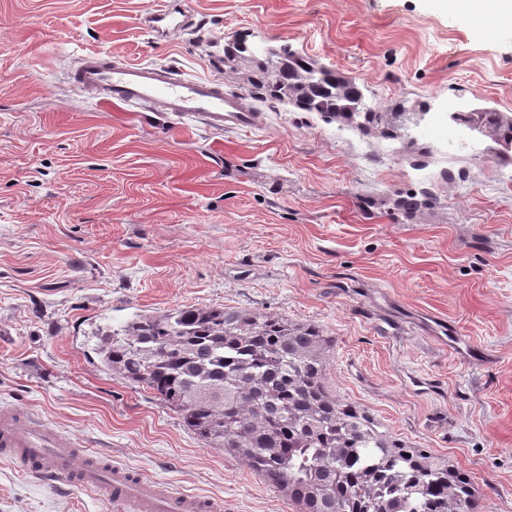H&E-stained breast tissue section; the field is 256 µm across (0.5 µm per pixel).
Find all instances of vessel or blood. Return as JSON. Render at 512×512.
<instances>
[{
	"mask_svg": "<svg viewBox=\"0 0 512 512\" xmlns=\"http://www.w3.org/2000/svg\"><path fill=\"white\" fill-rule=\"evenodd\" d=\"M143 22L167 38L189 31L192 18L165 5L146 15ZM69 83L78 96L98 92L109 102L134 104L176 118L199 120L214 132H248L262 124L261 113L225 92L220 79L181 77L162 65L119 61L108 53L81 56L70 72ZM0 454L17 456L26 468L43 478L105 489L113 501L128 505L131 512H223L224 509L223 501L177 493L119 464L110 465L107 474H100L94 460H79L68 436L9 407L0 408Z\"/></svg>",
	"mask_w": 512,
	"mask_h": 512,
	"instance_id": "vessel-or-blood-1",
	"label": "vessel or blood"
}]
</instances>
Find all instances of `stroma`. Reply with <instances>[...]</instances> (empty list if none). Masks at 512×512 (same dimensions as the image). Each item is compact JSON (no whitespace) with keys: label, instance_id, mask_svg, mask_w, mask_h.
Returning <instances> with one entry per match:
<instances>
[{"label":"stroma","instance_id":"obj_1","mask_svg":"<svg viewBox=\"0 0 512 512\" xmlns=\"http://www.w3.org/2000/svg\"><path fill=\"white\" fill-rule=\"evenodd\" d=\"M163 0H0V406L224 512H298L238 457L204 444L154 394L109 375L96 326L195 307L276 315L329 336L326 385L512 512V186L485 142L449 151L448 115L512 113V25L437 0H181L195 30L140 20ZM288 44L423 113L401 142L261 98L227 40ZM106 52L222 79L262 112L248 133L77 96ZM424 189L435 207L394 213ZM453 328L489 354H457ZM0 512H122L99 491L0 459Z\"/></svg>","mask_w":512,"mask_h":512}]
</instances>
